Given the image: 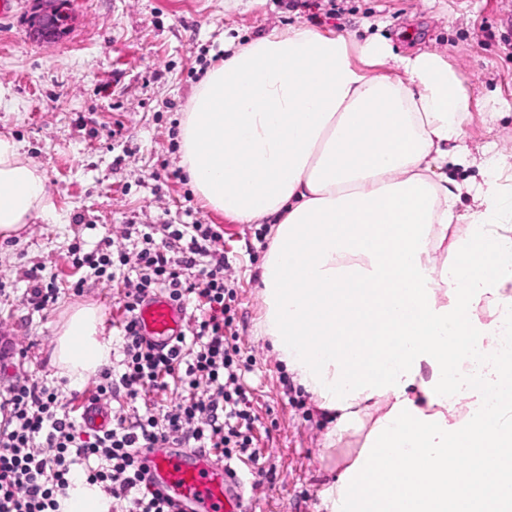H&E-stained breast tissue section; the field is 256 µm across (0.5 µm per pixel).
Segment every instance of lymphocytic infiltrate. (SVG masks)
Instances as JSON below:
<instances>
[{"mask_svg": "<svg viewBox=\"0 0 512 512\" xmlns=\"http://www.w3.org/2000/svg\"><path fill=\"white\" fill-rule=\"evenodd\" d=\"M140 236L132 263L113 254L108 235L91 251L70 250L74 266L112 281L119 295L112 365L90 395L114 402L111 428H86L43 379L1 389L0 512H57L56 497L78 469L103 485L113 512H169L138 462L140 449L161 442L207 449L229 468L247 464L259 480H271L245 380L254 364L239 344L237 293L218 246L220 226L147 224ZM117 264L132 265V273L116 275ZM157 291L192 310L186 331L165 351L145 341L136 319L138 306Z\"/></svg>", "mask_w": 512, "mask_h": 512, "instance_id": "obj_1", "label": "lymphocytic infiltrate"}]
</instances>
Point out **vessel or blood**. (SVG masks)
<instances>
[{
  "label": "vessel or blood",
  "mask_w": 512,
  "mask_h": 512,
  "mask_svg": "<svg viewBox=\"0 0 512 512\" xmlns=\"http://www.w3.org/2000/svg\"><path fill=\"white\" fill-rule=\"evenodd\" d=\"M138 321L147 341L167 348L182 333L186 312L158 292L141 304ZM301 339L310 344L333 342L354 354H369L389 343L381 325L370 321L359 323L346 336L320 337L307 330ZM81 417L96 429L112 425L111 410L98 404L84 405ZM142 462L148 479L167 497L174 512H250L239 478L229 475L205 451L163 443L146 449Z\"/></svg>",
  "instance_id": "vessel-or-blood-1"
}]
</instances>
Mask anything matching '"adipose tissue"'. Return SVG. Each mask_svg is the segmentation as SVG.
<instances>
[{
  "mask_svg": "<svg viewBox=\"0 0 512 512\" xmlns=\"http://www.w3.org/2000/svg\"><path fill=\"white\" fill-rule=\"evenodd\" d=\"M391 65L396 76L368 77ZM469 99L455 73L431 54L401 56L381 38L351 51L345 37L301 25L228 43L224 61L205 73L179 123L181 164L208 208L238 224L270 225L259 267L265 308L258 328L278 359L333 417L332 436L361 424V406L384 403L359 455L322 492L324 512H512V499L484 488L497 464L512 487V356L496 382L459 379L468 351L512 315V236L493 226L512 208L496 171L477 188L484 210L460 214L459 186L433 164L448 161ZM377 136L369 151L362 133ZM53 210L43 170L18 142L0 135V243L19 237ZM452 260L434 253L450 225ZM487 318H480V311ZM380 322L388 346L351 355L298 337L307 325L347 333ZM53 357L71 386L112 359V339L94 305L61 321ZM470 410L458 417L456 396ZM470 462L456 484L449 452ZM386 456L378 472L369 461ZM59 512H110L101 485L74 474Z\"/></svg>",
  "mask_w": 512,
  "mask_h": 512,
  "instance_id": "ef3b65f1",
  "label": "adipose tissue"
}]
</instances>
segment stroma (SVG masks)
<instances>
[{"mask_svg": "<svg viewBox=\"0 0 512 512\" xmlns=\"http://www.w3.org/2000/svg\"><path fill=\"white\" fill-rule=\"evenodd\" d=\"M290 0H68L70 20L50 41L34 38L41 0H11L0 14V133L15 138L46 175L55 216L0 244V389L15 377L64 384L52 363L54 331L68 308L93 304L106 322L119 317L117 289L76 268L71 244L91 250L104 235L135 259L133 232L143 224L220 225L237 291L241 347L256 362L247 377L272 485L260 487L254 512H322L321 494L360 452L365 433L332 442L331 417L301 385L283 388L269 337L257 324L264 303L257 278L269 242L266 224H236L202 208L179 165L178 122L225 43L302 24L356 43L385 38L394 52H433L455 72L470 110L449 153L468 165L442 172L482 182L490 157L512 197V0H337L340 18H311ZM39 269L60 298L38 312L28 303L27 272ZM81 292H73L76 281Z\"/></svg>", "mask_w": 512, "mask_h": 512, "instance_id": "1", "label": "stroma"}]
</instances>
